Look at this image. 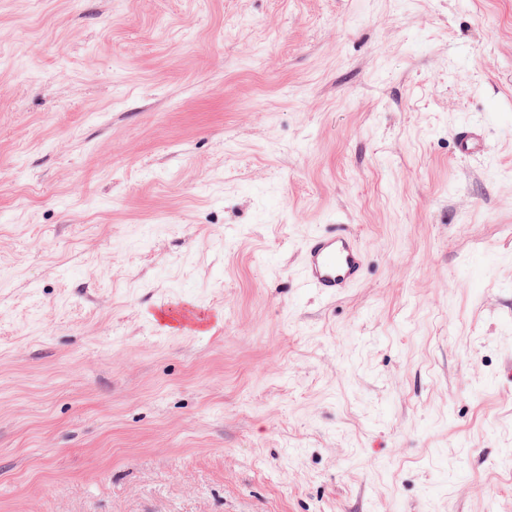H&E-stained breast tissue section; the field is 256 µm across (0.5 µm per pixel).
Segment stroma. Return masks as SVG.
<instances>
[{"label":"stroma","instance_id":"35a3bbf8","mask_svg":"<svg viewBox=\"0 0 512 512\" xmlns=\"http://www.w3.org/2000/svg\"><path fill=\"white\" fill-rule=\"evenodd\" d=\"M0 512H512V0H0ZM455 143L457 152L461 156H477L483 150L479 144V135L473 131L470 125L459 127L455 133ZM300 283L332 298L360 283L365 256L355 238L336 228L310 234L301 246Z\"/></svg>","mask_w":512,"mask_h":512}]
</instances>
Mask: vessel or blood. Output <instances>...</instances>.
I'll return each mask as SVG.
<instances>
[{"label": "vessel or blood", "instance_id": "obj_1", "mask_svg": "<svg viewBox=\"0 0 512 512\" xmlns=\"http://www.w3.org/2000/svg\"><path fill=\"white\" fill-rule=\"evenodd\" d=\"M457 152L476 156L482 151L479 136L472 126L459 127L455 133ZM302 287L326 297H335L354 287L363 278L365 256L355 238L338 229H321L310 234L301 246Z\"/></svg>", "mask_w": 512, "mask_h": 512}]
</instances>
